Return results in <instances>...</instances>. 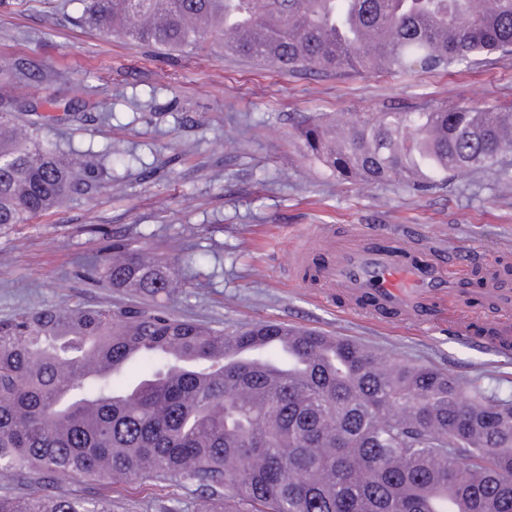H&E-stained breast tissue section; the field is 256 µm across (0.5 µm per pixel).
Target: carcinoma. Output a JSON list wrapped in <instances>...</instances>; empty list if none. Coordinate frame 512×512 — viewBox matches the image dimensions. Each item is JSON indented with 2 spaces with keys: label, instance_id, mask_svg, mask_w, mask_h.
<instances>
[{
  "label": "carcinoma",
  "instance_id": "cac0c4a2",
  "mask_svg": "<svg viewBox=\"0 0 512 512\" xmlns=\"http://www.w3.org/2000/svg\"><path fill=\"white\" fill-rule=\"evenodd\" d=\"M84 23L169 50L222 52L290 74L467 71L512 54V0H88ZM27 101L0 99V226L27 224L97 188V157L69 153ZM305 156L338 181L427 189L512 154V112L393 109L296 127ZM83 277L142 301L37 306L0 319V512H112L64 479L173 482L205 512H512V399L474 378L390 363L350 340L265 321L214 328L175 317L174 264L123 235ZM293 337L295 371L268 363ZM152 367L128 384L138 359ZM114 365L90 371L93 360Z\"/></svg>",
  "mask_w": 512,
  "mask_h": 512
}]
</instances>
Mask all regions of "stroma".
<instances>
[{
	"mask_svg": "<svg viewBox=\"0 0 512 512\" xmlns=\"http://www.w3.org/2000/svg\"><path fill=\"white\" fill-rule=\"evenodd\" d=\"M83 0H0V97L59 101L50 137L105 156L98 192L72 194L31 224L0 227V318L41 305L129 304L75 276L113 233L177 258L185 286L168 302L221 328L277 321L353 339L394 360L512 396V356L448 332V323L373 320L302 277L327 261L329 235L366 230L433 252L452 276L512 265V192L496 173L461 171L418 192L340 184L303 156L295 127L311 113L374 115L489 104L512 107V55L458 73L288 75L213 48L167 52L82 25ZM31 64L15 79L12 67ZM239 150L228 154L225 143ZM112 512H203L175 484L113 480Z\"/></svg>",
	"mask_w": 512,
	"mask_h": 512,
	"instance_id": "35a3bbf8",
	"label": "stroma"
}]
</instances>
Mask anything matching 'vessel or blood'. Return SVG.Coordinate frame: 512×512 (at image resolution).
I'll return each mask as SVG.
<instances>
[{
  "label": "vessel or blood",
  "mask_w": 512,
  "mask_h": 512,
  "mask_svg": "<svg viewBox=\"0 0 512 512\" xmlns=\"http://www.w3.org/2000/svg\"><path fill=\"white\" fill-rule=\"evenodd\" d=\"M322 279L336 288L354 311L372 317L389 312L403 320L425 321L433 316L440 300L455 302L457 325L463 335L469 309L462 298L465 282L442 272L428 255L411 260L398 241L381 246L370 243L364 233L352 234L337 243L335 257L322 272ZM484 308L501 316H512V291L486 282L482 290Z\"/></svg>",
  "instance_id": "obj_1"
}]
</instances>
